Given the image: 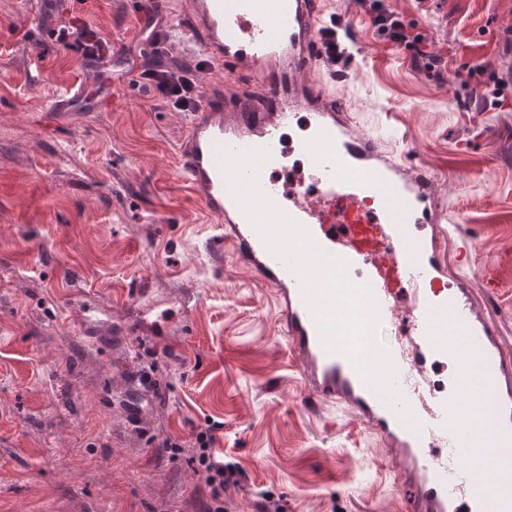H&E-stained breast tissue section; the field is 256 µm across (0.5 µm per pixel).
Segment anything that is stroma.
Masks as SVG:
<instances>
[{"label":"stroma","instance_id":"1","mask_svg":"<svg viewBox=\"0 0 512 512\" xmlns=\"http://www.w3.org/2000/svg\"><path fill=\"white\" fill-rule=\"evenodd\" d=\"M65 2L0 0V512H201L190 447L210 425L241 471L229 512H411L396 457L306 397L273 289L180 186L186 113L122 73L95 80L45 35L76 17L139 53L133 0ZM332 2L353 30L338 89L358 130L437 176L442 219L477 243L464 267L448 241L447 275L512 350V84L495 97L462 79L512 73V0H387L423 21L439 81L358 0Z\"/></svg>","mask_w":512,"mask_h":512}]
</instances>
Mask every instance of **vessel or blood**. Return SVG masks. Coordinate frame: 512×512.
I'll return each mask as SVG.
<instances>
[{
    "label": "vessel or blood",
    "instance_id": "obj_1",
    "mask_svg": "<svg viewBox=\"0 0 512 512\" xmlns=\"http://www.w3.org/2000/svg\"><path fill=\"white\" fill-rule=\"evenodd\" d=\"M134 13L142 26L161 19L219 76L189 116L180 179L274 288L308 398L353 409L395 447L415 512H448L458 493L476 512H512V352L470 288L444 275L436 176L357 131L332 90L350 30L324 21V0H192L182 17L135 0ZM311 70L326 80H305ZM300 118L304 163L285 186L284 131ZM402 312L405 333L385 339ZM427 357L450 364L446 389L419 369Z\"/></svg>",
    "mask_w": 512,
    "mask_h": 512
}]
</instances>
